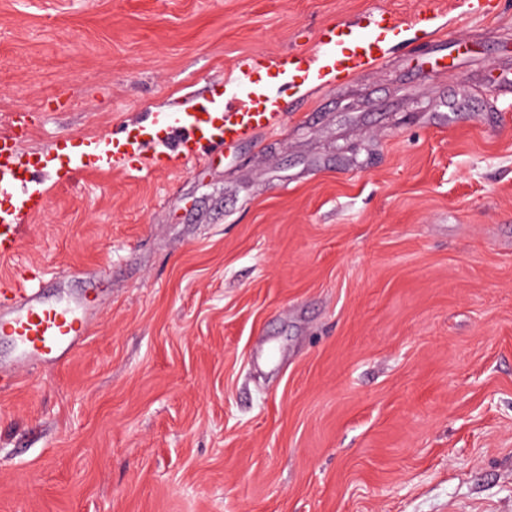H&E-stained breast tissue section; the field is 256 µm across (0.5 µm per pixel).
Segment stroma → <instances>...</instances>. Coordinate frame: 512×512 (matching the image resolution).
<instances>
[{
	"mask_svg": "<svg viewBox=\"0 0 512 512\" xmlns=\"http://www.w3.org/2000/svg\"><path fill=\"white\" fill-rule=\"evenodd\" d=\"M489 6L0 0L18 163L211 98L248 53L281 112L192 165L44 177L0 289L38 267L90 332L0 394V512H512V0ZM378 10L405 24L379 65L279 76Z\"/></svg>",
	"mask_w": 512,
	"mask_h": 512,
	"instance_id": "1",
	"label": "stroma"
}]
</instances>
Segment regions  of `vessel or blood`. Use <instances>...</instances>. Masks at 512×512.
Returning <instances> with one entry per match:
<instances>
[{
  "label": "vessel or blood",
  "mask_w": 512,
  "mask_h": 512,
  "mask_svg": "<svg viewBox=\"0 0 512 512\" xmlns=\"http://www.w3.org/2000/svg\"><path fill=\"white\" fill-rule=\"evenodd\" d=\"M369 27V32L362 34L339 25L324 26L309 64L300 65L296 54L285 55L279 61L282 76L318 84L332 73L348 78L378 65L387 46L400 37L403 25L380 10L372 15ZM233 84L223 100H212L190 111L165 113L149 127L116 129L86 141L85 154L100 167L123 160L130 173L160 170L175 161L202 159L255 130L274 126L279 115L264 89L256 84L253 66L238 65ZM13 126V135L0 137V257L12 256L18 250L22 225L44 207L39 177L71 162L70 143L61 140L51 151L33 154L26 165H18V147L27 131L21 120H14ZM15 291L6 311L0 313V335L13 340L20 358L62 360L87 335L88 324L79 306L44 302L30 279L19 281Z\"/></svg>",
  "instance_id": "obj_1"
}]
</instances>
